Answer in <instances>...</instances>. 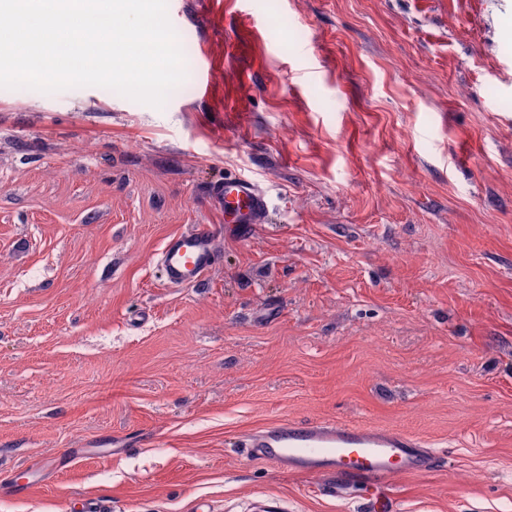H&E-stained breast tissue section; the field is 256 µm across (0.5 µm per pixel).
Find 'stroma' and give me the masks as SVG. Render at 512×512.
Listing matches in <instances>:
<instances>
[{"instance_id":"1","label":"stroma","mask_w":512,"mask_h":512,"mask_svg":"<svg viewBox=\"0 0 512 512\" xmlns=\"http://www.w3.org/2000/svg\"><path fill=\"white\" fill-rule=\"evenodd\" d=\"M184 81L0 89V512H362L283 419L441 459L394 512H512V0H167ZM265 191L224 221L214 182ZM216 229L200 283L159 254ZM211 194L224 205L225 223H266L268 203L259 184L240 177H224V181L212 186Z\"/></svg>"}]
</instances>
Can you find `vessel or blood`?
<instances>
[{"label": "vessel or blood", "instance_id": "vessel-or-blood-1", "mask_svg": "<svg viewBox=\"0 0 512 512\" xmlns=\"http://www.w3.org/2000/svg\"><path fill=\"white\" fill-rule=\"evenodd\" d=\"M212 196L224 205L228 224H262L268 203L259 184L240 177L215 183ZM215 230L195 224L169 240L160 252L167 285L198 282L214 266ZM255 459L302 472L340 473L369 487H380L398 474L434 468L438 456L405 432L325 419L282 420L254 432L249 441Z\"/></svg>", "mask_w": 512, "mask_h": 512}]
</instances>
